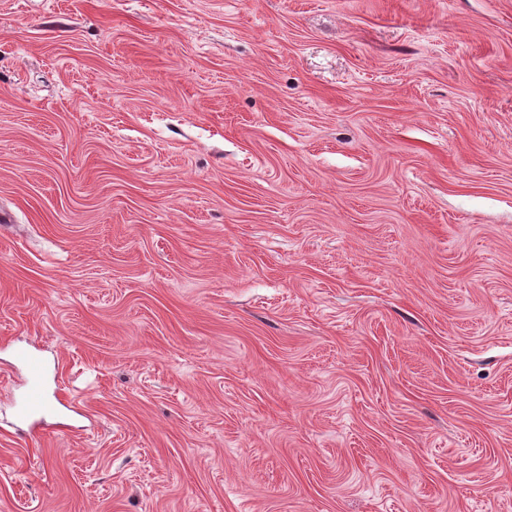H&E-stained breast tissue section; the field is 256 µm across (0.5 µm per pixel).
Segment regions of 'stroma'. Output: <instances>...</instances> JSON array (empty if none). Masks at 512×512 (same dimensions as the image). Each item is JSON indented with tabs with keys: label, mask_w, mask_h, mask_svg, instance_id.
Wrapping results in <instances>:
<instances>
[{
	"label": "stroma",
	"mask_w": 512,
	"mask_h": 512,
	"mask_svg": "<svg viewBox=\"0 0 512 512\" xmlns=\"http://www.w3.org/2000/svg\"><path fill=\"white\" fill-rule=\"evenodd\" d=\"M0 512H512V0H0ZM16 357L24 366L28 376V386L21 405V416L24 419L41 422L44 415L52 411L46 395L44 363L40 358L26 351H18Z\"/></svg>",
	"instance_id": "obj_1"
}]
</instances>
